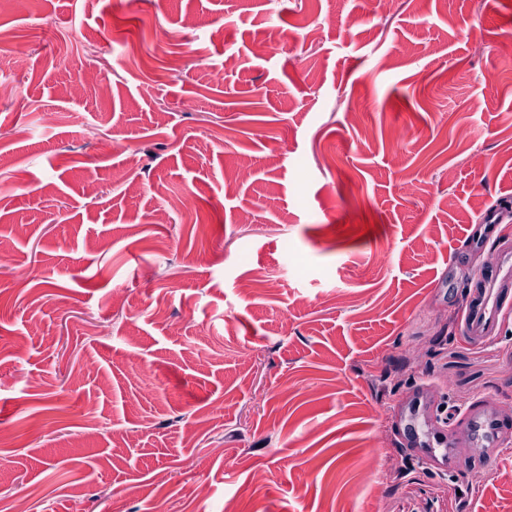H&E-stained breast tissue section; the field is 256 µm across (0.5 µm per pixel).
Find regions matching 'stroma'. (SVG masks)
Segmentation results:
<instances>
[{
  "label": "stroma",
  "instance_id": "stroma-1",
  "mask_svg": "<svg viewBox=\"0 0 512 512\" xmlns=\"http://www.w3.org/2000/svg\"><path fill=\"white\" fill-rule=\"evenodd\" d=\"M507 68L512 0H0V512H512L401 425L512 408ZM511 284L512 251H509L504 266L483 279L466 309L463 329L472 342L482 343L492 337L506 299L509 295L512 298Z\"/></svg>",
  "mask_w": 512,
  "mask_h": 512
}]
</instances>
